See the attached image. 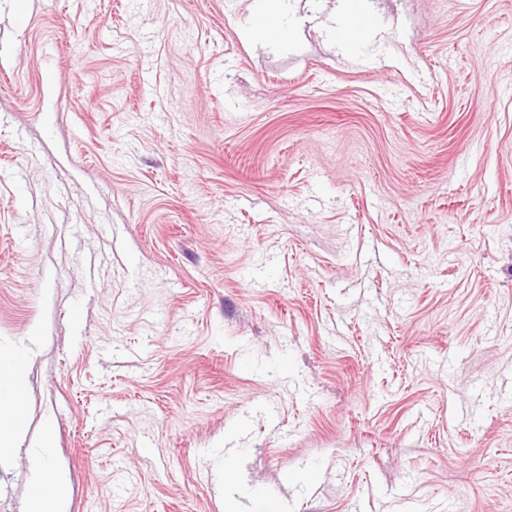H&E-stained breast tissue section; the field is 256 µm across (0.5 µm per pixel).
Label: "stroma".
<instances>
[{
    "mask_svg": "<svg viewBox=\"0 0 512 512\" xmlns=\"http://www.w3.org/2000/svg\"><path fill=\"white\" fill-rule=\"evenodd\" d=\"M362 2L0 0V512H512V0ZM275 2V3H272ZM253 16L273 18L284 32L288 29V1L287 0H253ZM27 355L19 350H0V450L10 448L23 432L21 408ZM53 453L52 434L47 430L39 448L32 451L34 467L23 512H63L68 491L48 465Z\"/></svg>",
    "mask_w": 512,
    "mask_h": 512,
    "instance_id": "obj_1",
    "label": "stroma"
}]
</instances>
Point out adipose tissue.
Wrapping results in <instances>:
<instances>
[{"label": "adipose tissue", "instance_id": "adipose-tissue-1", "mask_svg": "<svg viewBox=\"0 0 512 512\" xmlns=\"http://www.w3.org/2000/svg\"><path fill=\"white\" fill-rule=\"evenodd\" d=\"M26 362L24 352L0 350L1 448L9 447L23 431L21 401ZM53 453V441L48 435L39 448L33 449L34 467L23 512H62L67 486L49 467Z\"/></svg>", "mask_w": 512, "mask_h": 512}]
</instances>
